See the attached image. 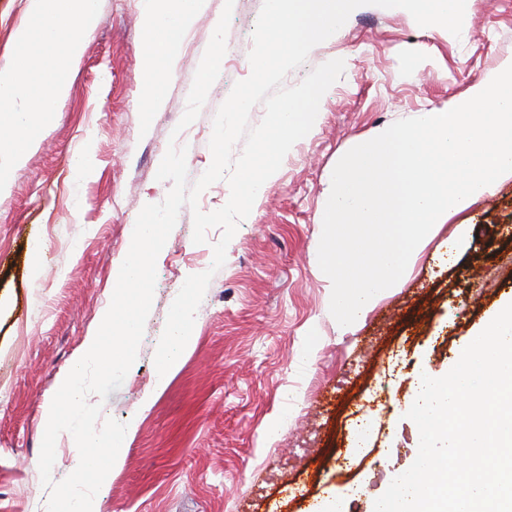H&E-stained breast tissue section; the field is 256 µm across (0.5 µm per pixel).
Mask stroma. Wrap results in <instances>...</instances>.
<instances>
[{
    "label": "stroma",
    "instance_id": "35a3bbf8",
    "mask_svg": "<svg viewBox=\"0 0 512 512\" xmlns=\"http://www.w3.org/2000/svg\"><path fill=\"white\" fill-rule=\"evenodd\" d=\"M263 0H234L229 49L196 120L179 122L224 0H207L181 38L162 84L164 104L141 101L139 0H101L102 21L84 40L53 121L0 191V512H47L39 457L50 403L94 336L144 205L170 182L156 173L170 136L185 142L189 182L212 161L213 119L234 84ZM28 0H0V66ZM343 59L315 126L285 156L256 210L241 221L197 310L192 339L163 387L154 355L167 312L192 272L210 269L220 229L193 241L182 208L156 261V286L137 359L102 404V418L139 424L94 499L95 512H311L332 489L359 485L348 512L374 501L408 469L417 425L406 413L422 374H443L495 309L512 299V174L444 224L401 287L348 331L329 311L318 265L323 215L338 160L397 120L451 107L512 61V0H471L461 36L410 14L362 6L335 39L285 78L299 84ZM91 148L81 184L71 164ZM466 233H459V225ZM42 244L41 274H28ZM457 256L444 264L447 241ZM211 270V269H210ZM371 423L366 448L353 438Z\"/></svg>",
    "mask_w": 512,
    "mask_h": 512
}]
</instances>
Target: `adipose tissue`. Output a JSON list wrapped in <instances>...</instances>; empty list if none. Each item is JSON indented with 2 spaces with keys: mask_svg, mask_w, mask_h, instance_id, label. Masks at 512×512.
Returning a JSON list of instances; mask_svg holds the SVG:
<instances>
[{
  "mask_svg": "<svg viewBox=\"0 0 512 512\" xmlns=\"http://www.w3.org/2000/svg\"><path fill=\"white\" fill-rule=\"evenodd\" d=\"M144 35V101L161 106L162 78L176 65V46L206 0H139ZM33 26L15 36L18 60L0 68V190L22 165L41 126L54 112L65 77L83 51V40L100 24L99 0H29ZM38 49L39 66L28 63Z\"/></svg>",
  "mask_w": 512,
  "mask_h": 512,
  "instance_id": "adipose-tissue-1",
  "label": "adipose tissue"
}]
</instances>
